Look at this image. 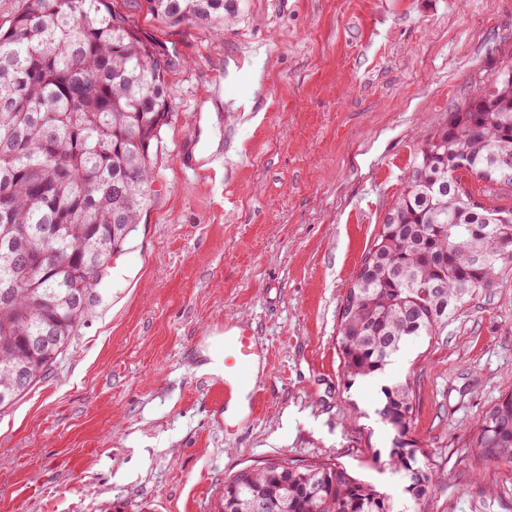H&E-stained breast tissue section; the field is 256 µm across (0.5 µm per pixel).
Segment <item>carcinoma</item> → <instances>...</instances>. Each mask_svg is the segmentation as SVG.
I'll use <instances>...</instances> for the list:
<instances>
[{
    "label": "carcinoma",
    "instance_id": "cac0c4a2",
    "mask_svg": "<svg viewBox=\"0 0 512 512\" xmlns=\"http://www.w3.org/2000/svg\"><path fill=\"white\" fill-rule=\"evenodd\" d=\"M166 25H224L228 0H144ZM158 49L110 0H23L0 27V390L19 371L27 394L69 346L88 311L82 291L123 250L126 225L153 202L154 153L172 114ZM470 175L512 186V60L428 134L403 193L379 225L341 301L336 344L349 381L385 371L410 338L438 340L473 296L512 271V208L461 188ZM50 247L30 271L20 256ZM409 381L383 389L379 415L408 431ZM486 465L512 463V392L470 435ZM388 465L408 505L333 462L287 456L224 480L219 512H428L433 460L393 442Z\"/></svg>",
    "mask_w": 512,
    "mask_h": 512
}]
</instances>
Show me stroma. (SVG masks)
<instances>
[{"instance_id": "1", "label": "stroma", "mask_w": 512, "mask_h": 512, "mask_svg": "<svg viewBox=\"0 0 512 512\" xmlns=\"http://www.w3.org/2000/svg\"><path fill=\"white\" fill-rule=\"evenodd\" d=\"M111 3L181 60L155 202L65 353L0 413V512H217L225 478L282 454L400 500L377 410L409 379V435L436 462L428 512H512V464L482 466L468 446L512 392V272L381 375L348 381L336 347L341 300L423 135L512 56V0H237L218 34ZM193 138L223 145V171L180 168ZM228 316L267 353L247 424L202 370Z\"/></svg>"}]
</instances>
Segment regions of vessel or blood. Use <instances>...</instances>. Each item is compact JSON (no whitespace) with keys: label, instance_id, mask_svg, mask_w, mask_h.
Returning a JSON list of instances; mask_svg holds the SVG:
<instances>
[{"label":"vessel or blood","instance_id":"b4317fda","mask_svg":"<svg viewBox=\"0 0 512 512\" xmlns=\"http://www.w3.org/2000/svg\"><path fill=\"white\" fill-rule=\"evenodd\" d=\"M217 358L224 361V400L232 402L239 389H248L251 399H258L259 389L250 377V369L260 349L251 327L225 322L224 333L215 343Z\"/></svg>","mask_w":512,"mask_h":512}]
</instances>
